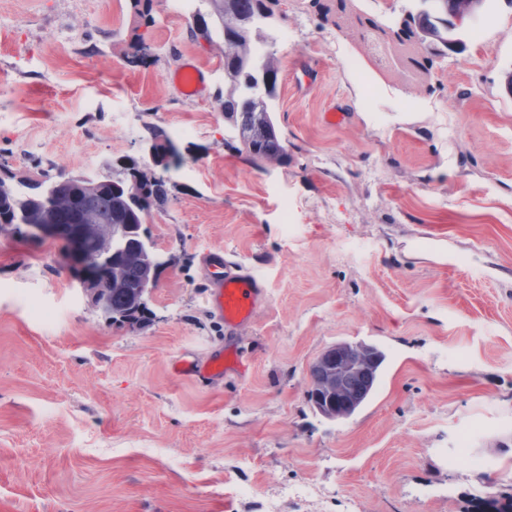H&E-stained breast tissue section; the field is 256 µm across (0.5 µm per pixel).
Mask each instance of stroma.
Segmentation results:
<instances>
[{"mask_svg":"<svg viewBox=\"0 0 512 512\" xmlns=\"http://www.w3.org/2000/svg\"><path fill=\"white\" fill-rule=\"evenodd\" d=\"M411 0H282L272 116L286 159L253 165L216 107L224 57L152 0H0V163L155 167L145 227L166 263L133 332L90 312L59 244L0 235V512H474L512 496V0L464 52L405 79L392 42ZM206 70L201 96L169 76ZM342 111V123L324 119ZM224 250L270 302L226 334L205 252ZM385 355L349 419L312 408L329 346ZM234 344L245 371L177 375L182 352Z\"/></svg>","mask_w":512,"mask_h":512,"instance_id":"stroma-1","label":"stroma"}]
</instances>
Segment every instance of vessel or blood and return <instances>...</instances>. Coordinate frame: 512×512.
I'll list each match as a JSON object with an SVG mask.
<instances>
[{
	"label": "vessel or blood",
	"instance_id": "obj_1",
	"mask_svg": "<svg viewBox=\"0 0 512 512\" xmlns=\"http://www.w3.org/2000/svg\"><path fill=\"white\" fill-rule=\"evenodd\" d=\"M173 81L182 93L199 96L206 87V72L195 61L188 60L175 70ZM205 264L209 272L210 305L225 329L231 331L254 321L269 303L263 282L240 265L225 262L220 251L206 253ZM173 369L182 376L218 378L225 372L224 352L212 350L202 363L183 356L174 362Z\"/></svg>",
	"mask_w": 512,
	"mask_h": 512
}]
</instances>
